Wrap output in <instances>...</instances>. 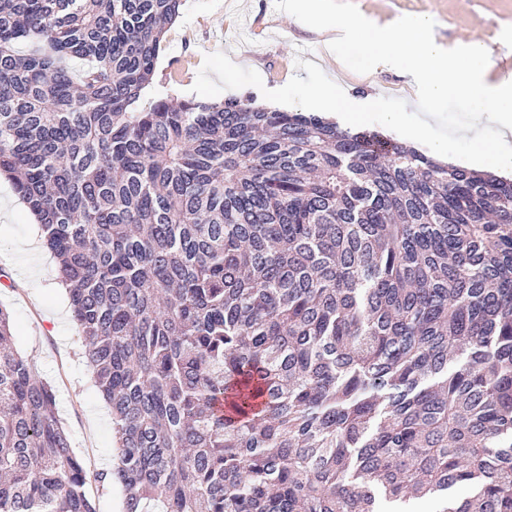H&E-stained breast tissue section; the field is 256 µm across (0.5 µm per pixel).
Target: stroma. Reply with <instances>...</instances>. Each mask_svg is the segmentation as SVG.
<instances>
[{"mask_svg":"<svg viewBox=\"0 0 512 512\" xmlns=\"http://www.w3.org/2000/svg\"><path fill=\"white\" fill-rule=\"evenodd\" d=\"M329 13L355 14L377 25L408 16H432L436 38L451 45L479 32L491 46V76H504L502 61L512 54V0H325ZM323 29L297 23L284 14L281 0H184L175 24L166 33L150 84V97L196 99L221 103L230 98L260 100L269 88L298 96V82L318 84L338 80L356 99L369 106L359 130L401 140L388 127V111H408L412 122L441 143L451 163L471 167V149L512 142L469 101L448 99L432 112L418 109L415 95L389 98L392 86L406 84L397 71H371L362 50L337 65L323 41ZM310 56L296 63L294 50ZM195 68L182 85L168 83L167 73L184 58ZM7 177L0 176V306L12 321V341L38 377L56 391L63 428L78 458L89 471L111 469L114 463L112 416L85 357L67 292L58 290V267L53 254L32 241L27 209ZM40 282V306H32L29 289Z\"/></svg>","mask_w":512,"mask_h":512,"instance_id":"obj_1","label":"stroma"}]
</instances>
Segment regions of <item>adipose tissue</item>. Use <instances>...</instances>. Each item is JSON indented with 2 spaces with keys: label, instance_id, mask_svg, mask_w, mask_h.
<instances>
[{
  "label": "adipose tissue",
  "instance_id": "obj_1",
  "mask_svg": "<svg viewBox=\"0 0 512 512\" xmlns=\"http://www.w3.org/2000/svg\"><path fill=\"white\" fill-rule=\"evenodd\" d=\"M433 25L427 15L382 29L359 16L339 18L333 24V46L340 56L364 48L371 70L401 72L416 87L423 111L459 97L478 102L480 111L491 113L504 129L512 131V82L489 80L491 47L476 38L446 47L433 38ZM300 101L334 113L342 123L357 119L364 110L362 102L349 97L334 81L301 89Z\"/></svg>",
  "mask_w": 512,
  "mask_h": 512
}]
</instances>
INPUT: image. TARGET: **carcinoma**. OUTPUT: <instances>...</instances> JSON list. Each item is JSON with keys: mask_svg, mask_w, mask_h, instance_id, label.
<instances>
[{"mask_svg": "<svg viewBox=\"0 0 512 512\" xmlns=\"http://www.w3.org/2000/svg\"><path fill=\"white\" fill-rule=\"evenodd\" d=\"M182 2L0 0V174L116 438L87 471L0 309V512H96L93 480L124 512H512V179L315 113L138 105ZM89 494L96 503L98 512H123L124 494L117 483H92Z\"/></svg>", "mask_w": 512, "mask_h": 512, "instance_id": "cac0c4a2", "label": "carcinoma"}]
</instances>
